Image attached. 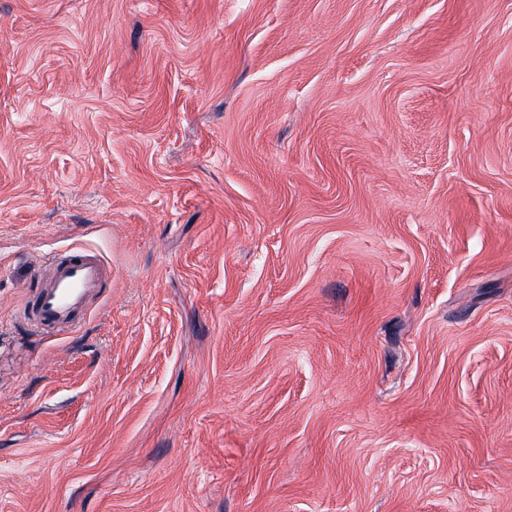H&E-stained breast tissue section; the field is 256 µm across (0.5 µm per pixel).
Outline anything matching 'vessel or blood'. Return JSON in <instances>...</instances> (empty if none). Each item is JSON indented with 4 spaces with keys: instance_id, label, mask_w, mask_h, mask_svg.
<instances>
[{
    "instance_id": "b4317fda",
    "label": "vessel or blood",
    "mask_w": 512,
    "mask_h": 512,
    "mask_svg": "<svg viewBox=\"0 0 512 512\" xmlns=\"http://www.w3.org/2000/svg\"><path fill=\"white\" fill-rule=\"evenodd\" d=\"M109 277L107 268L92 252L57 255L49 277L23 317L44 329H75L81 323V313Z\"/></svg>"
}]
</instances>
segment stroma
<instances>
[{"mask_svg":"<svg viewBox=\"0 0 512 512\" xmlns=\"http://www.w3.org/2000/svg\"><path fill=\"white\" fill-rule=\"evenodd\" d=\"M0 512H512V0H0ZM110 276L111 272L92 252L59 254L23 317L44 329H75L81 323L80 314Z\"/></svg>","mask_w":512,"mask_h":512,"instance_id":"obj_1","label":"stroma"}]
</instances>
